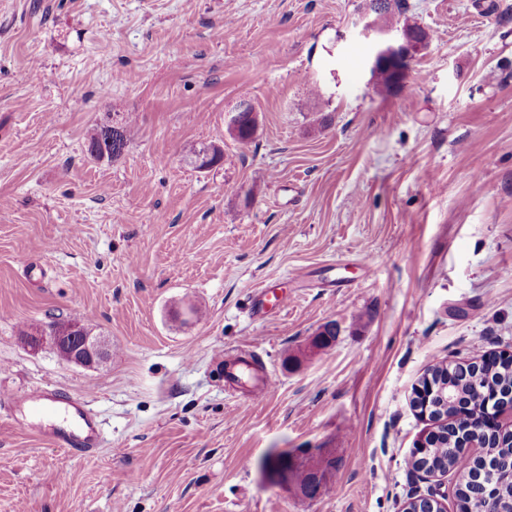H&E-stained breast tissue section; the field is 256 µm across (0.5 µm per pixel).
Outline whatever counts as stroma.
Instances as JSON below:
<instances>
[{
	"label": "stroma",
	"mask_w": 512,
	"mask_h": 512,
	"mask_svg": "<svg viewBox=\"0 0 512 512\" xmlns=\"http://www.w3.org/2000/svg\"><path fill=\"white\" fill-rule=\"evenodd\" d=\"M363 3L0 0V396L83 394L103 437L81 456L0 406V512H400L434 490L458 512L455 472L407 464L431 428L412 396L432 365L512 353V0H403L394 26L428 39L391 92ZM102 125L125 131L111 159L87 151ZM265 284L288 305L261 317ZM51 316L111 360L25 346ZM241 348L274 376L259 397L224 383ZM280 455L333 464L310 496ZM255 107L249 101H240L230 118L229 131L242 145L249 144L257 129Z\"/></svg>",
	"instance_id": "35a3bbf8"
}]
</instances>
